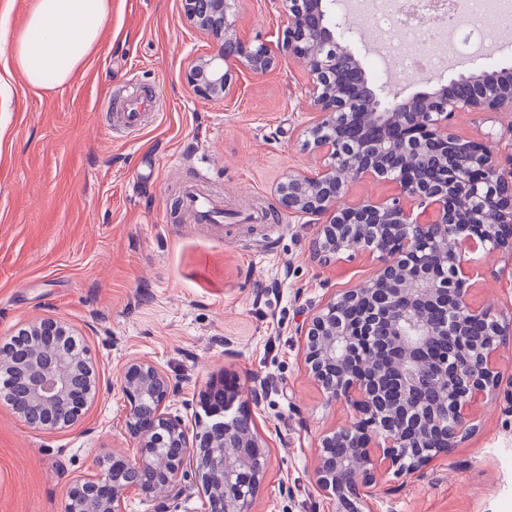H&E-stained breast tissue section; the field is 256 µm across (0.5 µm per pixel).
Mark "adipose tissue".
<instances>
[{
	"label": "adipose tissue",
	"mask_w": 512,
	"mask_h": 512,
	"mask_svg": "<svg viewBox=\"0 0 512 512\" xmlns=\"http://www.w3.org/2000/svg\"><path fill=\"white\" fill-rule=\"evenodd\" d=\"M111 0H31L26 29L12 45L29 84L67 85L97 45Z\"/></svg>",
	"instance_id": "obj_1"
}]
</instances>
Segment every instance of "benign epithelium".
<instances>
[{
    "label": "benign epithelium",
    "instance_id": "obj_1",
    "mask_svg": "<svg viewBox=\"0 0 512 512\" xmlns=\"http://www.w3.org/2000/svg\"><path fill=\"white\" fill-rule=\"evenodd\" d=\"M186 20L220 44L218 54L195 59L186 75L193 92L222 100L231 90L234 66L265 74L282 63V52L302 61L308 82L302 95L313 114L307 144L324 159L313 173L291 171L276 187L282 208L308 224L319 225L313 239L317 256L329 260L346 251L379 253L376 275L311 309L296 328L302 359L322 387L327 402H344L352 420L323 436L315 476L319 487L336 499L342 512H373L382 473L398 476L423 470L433 457L407 459L406 449L424 448L429 433L448 431L444 457L469 431L479 401L503 398L512 413V377L498 370L500 347L512 338V320L467 299L471 281L480 275V252L512 257V237L499 235L512 224V122L487 145L458 136L452 126L460 112L512 115V83L501 71L480 65L434 89L405 95L396 84L371 86L361 55L353 48V28L336 0H282V39L255 42L240 36L234 0H182ZM359 130L350 146L332 134L339 124ZM387 178L399 188L390 200L344 203L351 183ZM356 301L366 304L361 319L348 321L345 311ZM448 312L442 324L428 317L425 306ZM464 322L485 328L475 347L479 366L471 370L448 356L437 359L434 376L444 380V395L434 402L403 401L383 414L378 375L390 369L401 393L416 386L429 346L454 336ZM28 336L39 352L25 360L0 343V369L12 370L27 386V401L37 420L20 413L28 424L52 430L76 423L97 393L95 382L73 385L87 377L88 358L66 351L67 326L53 318L29 323ZM120 388L128 402L126 428L136 455L112 454L99 472L75 481L65 512H126L131 494L151 498L175 490L184 466L201 472L209 512H250L266 473L265 456L254 430L243 433L232 422L251 413L234 409L239 389L210 388L223 407L198 437L189 439L184 421L169 412L178 382L155 362L133 358L121 368ZM154 410L144 414L143 401ZM355 439V453L338 458L336 440ZM164 443L177 449L157 454ZM151 468L156 479L147 486L127 485L126 469Z\"/></svg>",
    "mask_w": 512,
    "mask_h": 512
}]
</instances>
